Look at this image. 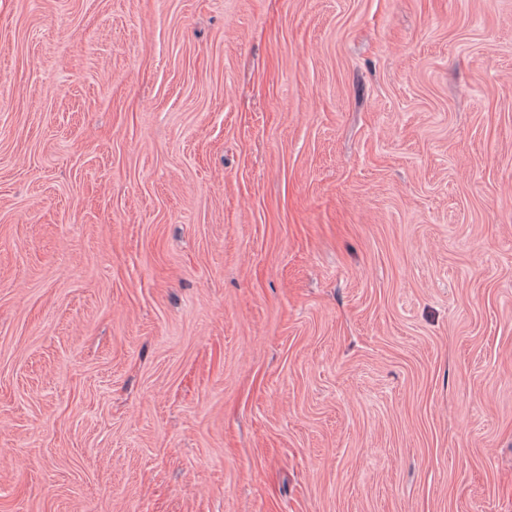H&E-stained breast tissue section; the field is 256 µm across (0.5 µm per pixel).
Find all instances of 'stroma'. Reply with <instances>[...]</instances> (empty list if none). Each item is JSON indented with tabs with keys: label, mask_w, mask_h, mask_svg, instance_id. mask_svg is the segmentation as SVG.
Here are the masks:
<instances>
[{
	"label": "stroma",
	"mask_w": 512,
	"mask_h": 512,
	"mask_svg": "<svg viewBox=\"0 0 512 512\" xmlns=\"http://www.w3.org/2000/svg\"><path fill=\"white\" fill-rule=\"evenodd\" d=\"M0 512H512V0H0Z\"/></svg>",
	"instance_id": "stroma-1"
}]
</instances>
